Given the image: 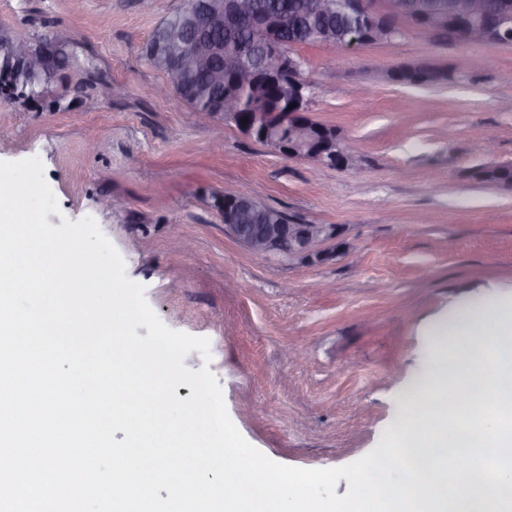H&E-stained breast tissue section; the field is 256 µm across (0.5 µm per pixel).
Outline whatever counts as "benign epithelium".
Instances as JSON below:
<instances>
[{
    "instance_id": "benign-epithelium-1",
    "label": "benign epithelium",
    "mask_w": 512,
    "mask_h": 512,
    "mask_svg": "<svg viewBox=\"0 0 512 512\" xmlns=\"http://www.w3.org/2000/svg\"><path fill=\"white\" fill-rule=\"evenodd\" d=\"M311 8L324 15L341 14L351 20L353 36L349 46L380 43L393 40L406 23L414 24L423 19V35L434 39L444 34L443 40L453 43L462 40L482 43L501 42L502 33L512 32V0H497L495 10L488 12L483 0H450L447 9L435 7L430 12H419L409 0H314ZM278 14L259 12L252 0H204L192 18V23L202 29L224 28L233 33L248 27L258 33L268 34L281 26ZM293 44L283 41L265 43V64L268 69L286 77L285 89L294 96L299 106L307 105L310 99L303 90L309 84L303 78L304 60L292 50ZM9 57L25 64L32 73L49 72L57 68L58 55L47 53L42 46L21 38H12L5 46ZM221 48L203 36L183 41L175 46V52L185 62L197 68L210 66ZM235 67L241 84L252 82L253 71L250 53L239 50ZM238 101L230 97L224 103V121L236 124L244 134L248 127L238 121L235 112ZM267 146L290 158H304L321 165L336 164V154L344 157V164L353 162L354 156L340 141L327 146L317 145L311 151L300 149L287 151L271 140ZM231 234L247 249L276 260H300L311 256L313 245L330 241L338 236L337 227L332 224H297L287 220L282 224H234L224 223Z\"/></svg>"
}]
</instances>
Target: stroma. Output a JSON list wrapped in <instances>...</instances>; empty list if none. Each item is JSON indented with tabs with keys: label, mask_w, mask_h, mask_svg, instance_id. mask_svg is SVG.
<instances>
[{
	"label": "stroma",
	"mask_w": 512,
	"mask_h": 512,
	"mask_svg": "<svg viewBox=\"0 0 512 512\" xmlns=\"http://www.w3.org/2000/svg\"><path fill=\"white\" fill-rule=\"evenodd\" d=\"M182 0H0V30L54 33L79 67L53 83L52 109L0 102V161L37 157L61 226L90 217L145 287L170 329L210 342L209 367L243 437L275 462L337 468L373 451L434 367L430 336L449 315L512 306V190L469 178L512 165V44H444L405 28L383 43L300 48L310 112L336 127L356 160L288 158L215 118L196 122L143 57ZM478 66L412 87L388 72L407 61ZM111 84L110 97L85 80ZM494 144L492 156L479 145ZM341 235L310 259L250 252L224 230L225 193ZM117 197L124 205L105 209ZM192 239L193 251L179 248ZM301 344L305 359L284 351Z\"/></svg>",
	"instance_id": "obj_1"
}]
</instances>
